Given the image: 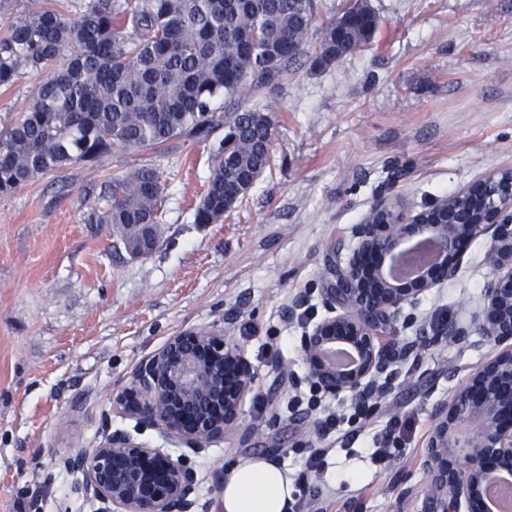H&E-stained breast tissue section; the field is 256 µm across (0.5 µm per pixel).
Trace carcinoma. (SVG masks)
Listing matches in <instances>:
<instances>
[{
	"mask_svg": "<svg viewBox=\"0 0 512 512\" xmlns=\"http://www.w3.org/2000/svg\"><path fill=\"white\" fill-rule=\"evenodd\" d=\"M368 0L317 18L314 0H84L75 11L30 0L0 35V89L27 74L38 86L0 132V194L114 150L165 155L179 137L220 139L195 223L215 224L271 167L276 125L256 97L300 61L321 70L373 41ZM315 42H310V39ZM234 105L217 113L215 100ZM165 174L141 166L106 182L113 224L131 250L157 226Z\"/></svg>",
	"mask_w": 512,
	"mask_h": 512,
	"instance_id": "1",
	"label": "carcinoma"
}]
</instances>
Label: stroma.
<instances>
[{
    "label": "stroma",
    "instance_id": "obj_1",
    "mask_svg": "<svg viewBox=\"0 0 512 512\" xmlns=\"http://www.w3.org/2000/svg\"><path fill=\"white\" fill-rule=\"evenodd\" d=\"M369 3L380 27L365 50L321 71L295 66L263 91L277 124L272 168L218 223L195 221L209 175L196 139L172 140L161 159L117 151L0 195V512H95L64 459L116 430L195 471L197 512H219L213 476L247 455L284 465L304 512H423L431 408L448 397L449 370L465 377L488 348L422 349L403 389L343 442L312 444L309 418L342 403L310 410L309 387L291 378L304 372L305 323L326 314L329 260L347 259L379 199L417 210L512 169V0ZM153 163L170 174L158 241L135 256L96 215L107 180ZM487 250L474 242L457 279L421 296L394 338L468 323L493 273ZM298 295L306 317L287 321ZM188 329L223 333L251 364L249 440L228 434L196 455L113 410L136 365ZM395 420L405 441L376 463V438Z\"/></svg>",
    "mask_w": 512,
    "mask_h": 512
}]
</instances>
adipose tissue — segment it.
Returning <instances> with one entry per match:
<instances>
[{"label":"adipose tissue","mask_w":512,"mask_h":512,"mask_svg":"<svg viewBox=\"0 0 512 512\" xmlns=\"http://www.w3.org/2000/svg\"><path fill=\"white\" fill-rule=\"evenodd\" d=\"M220 512H295L288 472L267 456L242 457L224 471Z\"/></svg>","instance_id":"ef3b65f1"}]
</instances>
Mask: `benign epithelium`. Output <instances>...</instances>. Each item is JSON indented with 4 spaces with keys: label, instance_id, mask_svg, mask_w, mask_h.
I'll return each instance as SVG.
<instances>
[{
    "label": "benign epithelium",
    "instance_id": "1",
    "mask_svg": "<svg viewBox=\"0 0 512 512\" xmlns=\"http://www.w3.org/2000/svg\"><path fill=\"white\" fill-rule=\"evenodd\" d=\"M501 176L489 174L420 211L378 201L354 228L348 260L329 266L328 315L301 336L305 372L295 384L368 411L377 407L405 383L404 366L420 349L385 341L384 333L408 320L421 295L457 277L472 241L488 239L494 273L480 311L466 326L443 324L432 341L462 345L477 336L490 353L432 408L428 512H488L489 482L500 469L512 472V178ZM410 241L432 244V258L414 274L395 277L390 268ZM336 350L350 352L351 361H333ZM252 383L249 362L223 334L186 330L136 366L113 404L200 454L241 429ZM66 465L79 475L83 496L99 503L97 512H196L195 473L124 433L69 455Z\"/></svg>",
    "mask_w": 512,
    "mask_h": 512
}]
</instances>
